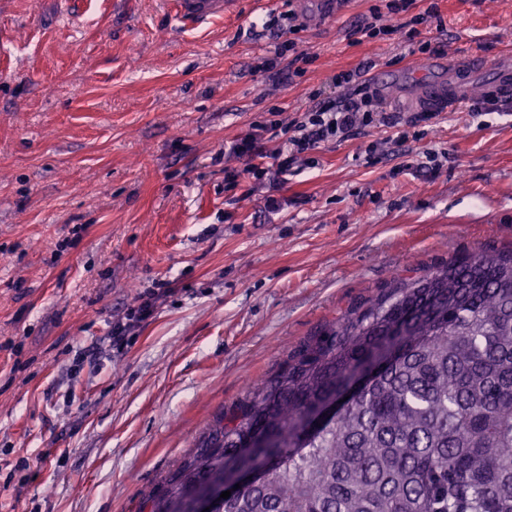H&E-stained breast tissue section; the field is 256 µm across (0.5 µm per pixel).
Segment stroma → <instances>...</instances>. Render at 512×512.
Instances as JSON below:
<instances>
[{
  "instance_id": "stroma-1",
  "label": "stroma",
  "mask_w": 512,
  "mask_h": 512,
  "mask_svg": "<svg viewBox=\"0 0 512 512\" xmlns=\"http://www.w3.org/2000/svg\"><path fill=\"white\" fill-rule=\"evenodd\" d=\"M374 2L243 0L181 32L172 0H0V512H136L325 323L392 277L512 250V110L477 98L402 142L368 127L322 144L288 183L229 186L245 162L225 143L269 110L298 117L339 98L338 71L413 62L401 36L359 38ZM432 2L419 30L444 57L512 50V0L410 15ZM290 14L310 60L273 79L257 65Z\"/></svg>"
}]
</instances>
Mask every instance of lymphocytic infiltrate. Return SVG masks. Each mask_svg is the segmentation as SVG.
Instances as JSON below:
<instances>
[{
	"mask_svg": "<svg viewBox=\"0 0 512 512\" xmlns=\"http://www.w3.org/2000/svg\"><path fill=\"white\" fill-rule=\"evenodd\" d=\"M360 77L357 69L334 74L331 82L343 90L342 100L317 103L304 112L301 119L284 123L287 137L274 149L266 147L267 124L258 123L229 142L227 153L246 159L242 173L248 179L259 183L268 179L284 183L294 175L301 155L322 143L344 140L365 127H395V113L381 110L376 93L360 85Z\"/></svg>",
	"mask_w": 512,
	"mask_h": 512,
	"instance_id": "f902f5d3",
	"label": "lymphocytic infiltrate"
}]
</instances>
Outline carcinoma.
Wrapping results in <instances>:
<instances>
[{
  "mask_svg": "<svg viewBox=\"0 0 512 512\" xmlns=\"http://www.w3.org/2000/svg\"><path fill=\"white\" fill-rule=\"evenodd\" d=\"M360 370L372 377L350 403L305 432ZM251 469L260 479L222 512H512V250L395 279L305 340L212 418L137 512H193L206 478Z\"/></svg>",
  "mask_w": 512,
  "mask_h": 512,
  "instance_id": "1",
  "label": "carcinoma"
}]
</instances>
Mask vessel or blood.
<instances>
[{
	"mask_svg": "<svg viewBox=\"0 0 512 512\" xmlns=\"http://www.w3.org/2000/svg\"><path fill=\"white\" fill-rule=\"evenodd\" d=\"M238 0H175L172 17L177 28L188 30L203 23L235 13ZM432 69L443 71L442 80L433 84L412 81L416 97L424 99L431 110L440 111L470 98L475 80H482L486 102L512 104V53L484 60L474 57L466 62L450 59L432 62Z\"/></svg>",
	"mask_w": 512,
	"mask_h": 512,
	"instance_id": "obj_1",
	"label": "vessel or blood"
}]
</instances>
